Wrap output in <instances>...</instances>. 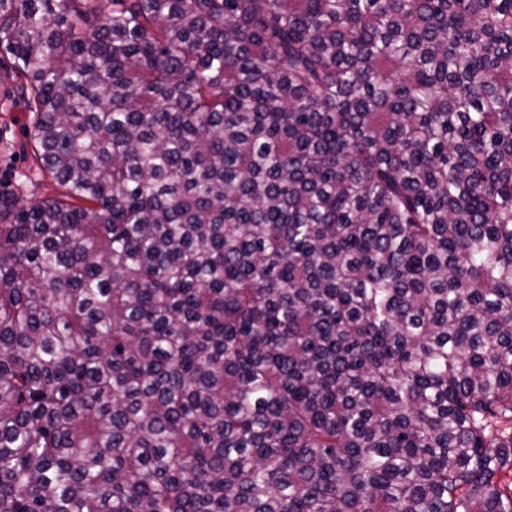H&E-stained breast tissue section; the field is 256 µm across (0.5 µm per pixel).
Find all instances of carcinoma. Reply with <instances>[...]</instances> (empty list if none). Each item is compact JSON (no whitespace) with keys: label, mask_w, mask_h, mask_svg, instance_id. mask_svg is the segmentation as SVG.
I'll use <instances>...</instances> for the list:
<instances>
[{"label":"carcinoma","mask_w":512,"mask_h":512,"mask_svg":"<svg viewBox=\"0 0 512 512\" xmlns=\"http://www.w3.org/2000/svg\"><path fill=\"white\" fill-rule=\"evenodd\" d=\"M64 199L0 200V512H512V0H0Z\"/></svg>","instance_id":"1"}]
</instances>
